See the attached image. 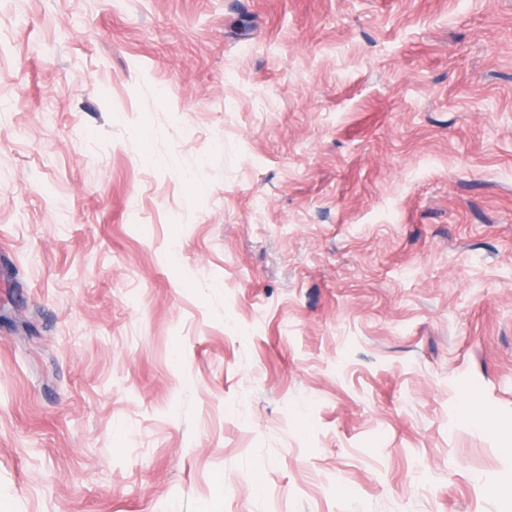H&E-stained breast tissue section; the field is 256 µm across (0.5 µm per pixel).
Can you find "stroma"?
I'll use <instances>...</instances> for the list:
<instances>
[{"mask_svg": "<svg viewBox=\"0 0 512 512\" xmlns=\"http://www.w3.org/2000/svg\"><path fill=\"white\" fill-rule=\"evenodd\" d=\"M512 0H0V512H512Z\"/></svg>", "mask_w": 512, "mask_h": 512, "instance_id": "obj_1", "label": "stroma"}]
</instances>
